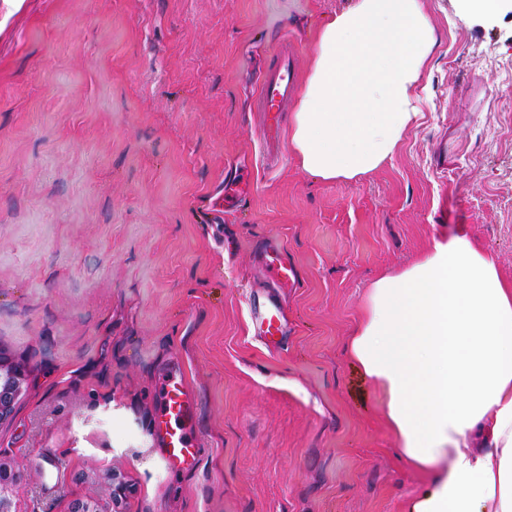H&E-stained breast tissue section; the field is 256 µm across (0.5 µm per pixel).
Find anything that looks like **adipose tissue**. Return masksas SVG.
Listing matches in <instances>:
<instances>
[{
	"instance_id": "1",
	"label": "adipose tissue",
	"mask_w": 512,
	"mask_h": 512,
	"mask_svg": "<svg viewBox=\"0 0 512 512\" xmlns=\"http://www.w3.org/2000/svg\"><path fill=\"white\" fill-rule=\"evenodd\" d=\"M435 42L421 0H356L328 22L290 114L301 168L354 181L389 159L420 116ZM348 350L428 477L407 512H512V287L492 254L434 239L374 284Z\"/></svg>"
}]
</instances>
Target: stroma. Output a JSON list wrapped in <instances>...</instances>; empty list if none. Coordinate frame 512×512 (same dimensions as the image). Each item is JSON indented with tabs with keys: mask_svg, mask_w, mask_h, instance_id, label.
<instances>
[{
	"mask_svg": "<svg viewBox=\"0 0 512 512\" xmlns=\"http://www.w3.org/2000/svg\"><path fill=\"white\" fill-rule=\"evenodd\" d=\"M436 45L422 118L366 177L268 164L262 74L306 76L354 0L0 4V351L23 391L0 421L11 512H405L426 487L348 355L373 284L461 231L512 283V7L422 0ZM253 183L234 206L242 166ZM299 273L259 336L258 252ZM193 390L203 447L170 467L164 374ZM252 319L260 336L282 334L283 309L275 294H268L252 308Z\"/></svg>",
	"mask_w": 512,
	"mask_h": 512,
	"instance_id": "1",
	"label": "stroma"
}]
</instances>
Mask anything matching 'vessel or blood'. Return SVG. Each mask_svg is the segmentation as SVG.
Here are the masks:
<instances>
[{
	"instance_id": "vessel-or-blood-1",
	"label": "vessel or blood",
	"mask_w": 512,
	"mask_h": 512,
	"mask_svg": "<svg viewBox=\"0 0 512 512\" xmlns=\"http://www.w3.org/2000/svg\"><path fill=\"white\" fill-rule=\"evenodd\" d=\"M296 86L295 59L288 51H281L276 66L268 70L260 88L259 101L264 111H286ZM267 278L278 288L296 285V267L284 259L279 248L267 249L262 255ZM252 319L259 335L274 337L282 332L283 309L276 295H267L254 304ZM162 403L157 413V424L164 432L165 462L168 466L185 464L198 459L200 447L193 422L195 399L182 376L169 374L160 382Z\"/></svg>"
}]
</instances>
